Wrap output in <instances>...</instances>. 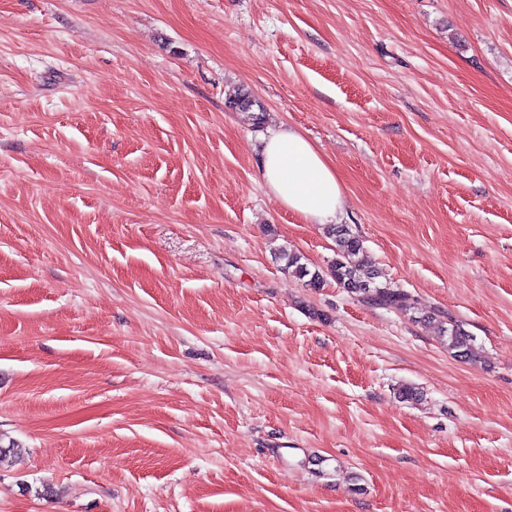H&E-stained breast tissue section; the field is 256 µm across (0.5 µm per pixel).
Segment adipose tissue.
I'll use <instances>...</instances> for the list:
<instances>
[{
	"mask_svg": "<svg viewBox=\"0 0 512 512\" xmlns=\"http://www.w3.org/2000/svg\"><path fill=\"white\" fill-rule=\"evenodd\" d=\"M259 169L267 191L312 224L337 223L344 212L342 181L333 165L301 133L281 127L265 139Z\"/></svg>",
	"mask_w": 512,
	"mask_h": 512,
	"instance_id": "ef3b65f1",
	"label": "adipose tissue"
}]
</instances>
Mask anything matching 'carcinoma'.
Instances as JSON below:
<instances>
[{"label": "carcinoma", "instance_id": "1", "mask_svg": "<svg viewBox=\"0 0 512 512\" xmlns=\"http://www.w3.org/2000/svg\"><path fill=\"white\" fill-rule=\"evenodd\" d=\"M325 233L336 241V258L328 267V274L339 287L359 297L362 301L383 308L409 311L413 306L408 295L398 288H388L379 281L380 273L368 265L363 257L362 240L343 224L325 225ZM284 269L302 278H308V285L317 288L324 275L319 271H310L301 263V256L284 253ZM440 334L448 352L461 360H473V336L462 325L450 320L441 325Z\"/></svg>", "mask_w": 512, "mask_h": 512}]
</instances>
